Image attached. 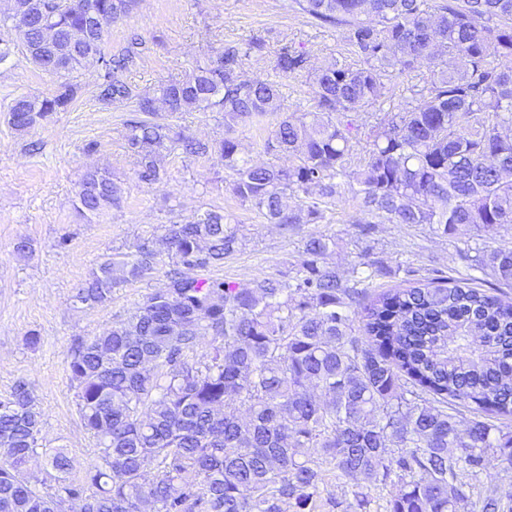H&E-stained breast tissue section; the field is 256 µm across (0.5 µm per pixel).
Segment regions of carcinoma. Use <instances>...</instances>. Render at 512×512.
Here are the masks:
<instances>
[{"label": "carcinoma", "instance_id": "1", "mask_svg": "<svg viewBox=\"0 0 512 512\" xmlns=\"http://www.w3.org/2000/svg\"><path fill=\"white\" fill-rule=\"evenodd\" d=\"M22 54L61 79L47 96L22 95L9 124L26 131L68 110L73 74L103 70L98 99H135L125 139L135 176L161 181L168 151L216 155L229 188L271 224H320L346 194L377 223L427 224L443 236L512 224V0H295L312 19L343 30L353 60L316 70L308 52L284 46L274 69L306 78L313 111L285 109L276 82L242 77L243 58L265 42L230 46L216 60L132 95L106 57V32L138 0H14ZM428 77L399 103L387 83L420 69ZM389 102L388 118L369 109ZM224 113V136L201 142L158 117ZM278 117L263 144L290 167L239 157L237 127ZM106 174L83 178L77 208L119 204ZM300 202L283 205L285 196ZM220 211L168 224L161 253L144 242L106 259L79 300L102 306L113 289L143 281L163 258L166 287L126 319L78 344L68 361L84 430L99 449L80 480L64 449L43 444L39 412L24 385L0 398V512H316L328 463L356 487L343 512H366L365 482L397 478L387 512H512V499L476 479L512 463V431L474 419L461 435L448 406L512 416V302L485 287L512 286V248L470 247L459 257L481 277L430 280L364 302L349 276L324 262L329 242L311 236L286 280L226 281L211 275L239 242ZM360 312L366 339L353 334ZM213 340L205 361L194 353ZM44 455L52 472L29 469Z\"/></svg>", "mask_w": 512, "mask_h": 512}]
</instances>
